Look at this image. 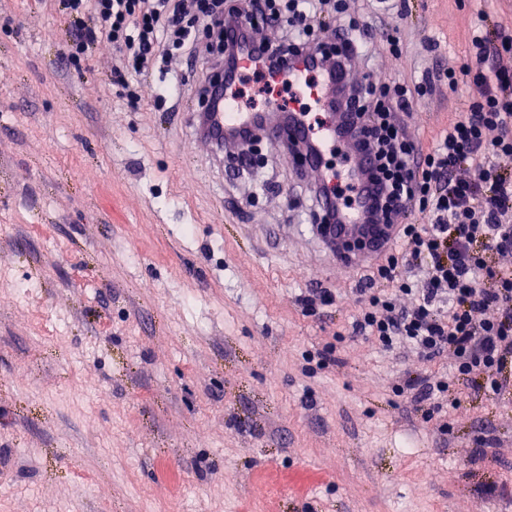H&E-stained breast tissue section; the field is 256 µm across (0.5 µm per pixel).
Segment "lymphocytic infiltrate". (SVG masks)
Returning <instances> with one entry per match:
<instances>
[{"instance_id": "1", "label": "lymphocytic infiltrate", "mask_w": 512, "mask_h": 512, "mask_svg": "<svg viewBox=\"0 0 512 512\" xmlns=\"http://www.w3.org/2000/svg\"><path fill=\"white\" fill-rule=\"evenodd\" d=\"M71 21L66 64L82 70L95 42L112 44L114 83L134 91L164 71L170 55L201 59L195 96L205 101L243 49L267 86L287 84L289 64L321 58L332 68L368 55L372 24L346 15L344 0H62ZM206 27L211 42L197 44ZM467 63L421 78L376 83L371 75L336 91L356 114L350 135L370 160L367 216L393 224L394 241L359 291L354 334L386 351L454 360L450 376L405 380L434 400L450 385L500 394L512 385V31L479 21ZM474 91L468 108L419 149L401 119L437 87ZM500 262H490V255ZM409 297L398 305L397 295Z\"/></svg>"}]
</instances>
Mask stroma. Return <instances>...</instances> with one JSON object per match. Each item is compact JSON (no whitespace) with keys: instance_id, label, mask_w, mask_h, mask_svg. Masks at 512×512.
<instances>
[{"instance_id":"stroma-1","label":"stroma","mask_w":512,"mask_h":512,"mask_svg":"<svg viewBox=\"0 0 512 512\" xmlns=\"http://www.w3.org/2000/svg\"><path fill=\"white\" fill-rule=\"evenodd\" d=\"M403 53L352 74L459 65L477 11L512 0H412ZM59 0H0V512H512V393L400 395L450 360L351 332L366 269L336 268L312 232L311 180L262 142L249 198L192 124L191 88L151 78L129 102L110 42L82 71ZM469 89L419 99L427 143ZM308 288L330 305L306 314ZM334 346L341 365L320 366ZM497 455H475L477 436Z\"/></svg>"}]
</instances>
